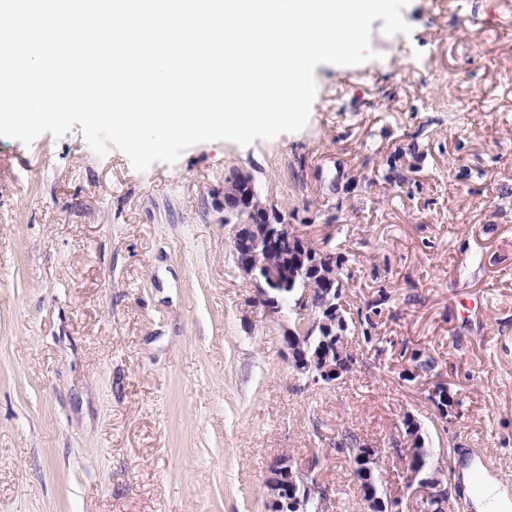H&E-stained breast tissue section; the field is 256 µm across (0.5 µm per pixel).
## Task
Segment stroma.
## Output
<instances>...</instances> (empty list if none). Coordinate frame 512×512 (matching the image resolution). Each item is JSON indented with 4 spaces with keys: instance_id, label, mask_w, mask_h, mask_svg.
I'll use <instances>...</instances> for the list:
<instances>
[{
    "instance_id": "obj_1",
    "label": "stroma",
    "mask_w": 512,
    "mask_h": 512,
    "mask_svg": "<svg viewBox=\"0 0 512 512\" xmlns=\"http://www.w3.org/2000/svg\"><path fill=\"white\" fill-rule=\"evenodd\" d=\"M375 58L321 64L307 125L135 171L80 127L0 137V512H270L272 463L367 512L339 451L380 448L402 512L401 421L512 491V0H410ZM251 175L298 235L348 257L351 311L387 293L362 363L298 380L287 318L233 261L224 180ZM433 358L454 398L404 380Z\"/></svg>"
}]
</instances>
